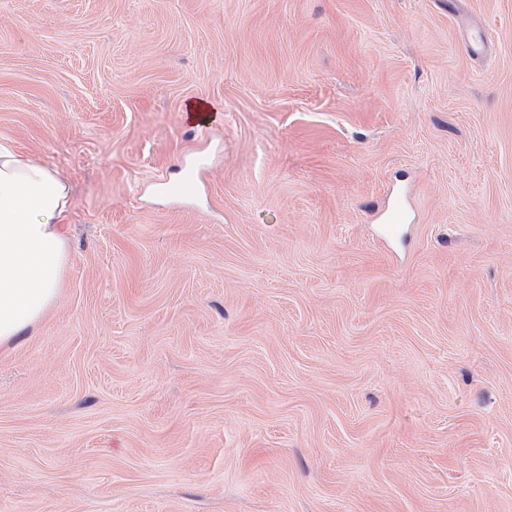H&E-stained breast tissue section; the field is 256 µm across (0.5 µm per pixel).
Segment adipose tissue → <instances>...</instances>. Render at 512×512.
<instances>
[{"label":"adipose tissue","mask_w":512,"mask_h":512,"mask_svg":"<svg viewBox=\"0 0 512 512\" xmlns=\"http://www.w3.org/2000/svg\"><path fill=\"white\" fill-rule=\"evenodd\" d=\"M65 181L0 142V347L32 330L55 304L69 267Z\"/></svg>","instance_id":"ef3b65f1"}]
</instances>
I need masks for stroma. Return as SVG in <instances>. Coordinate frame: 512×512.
<instances>
[{"label": "stroma", "instance_id": "35a3bbf8", "mask_svg": "<svg viewBox=\"0 0 512 512\" xmlns=\"http://www.w3.org/2000/svg\"><path fill=\"white\" fill-rule=\"evenodd\" d=\"M0 140L71 198L0 512H512V0H0ZM202 168L203 161L201 159L190 160L182 168L183 176L180 180H162L159 185L161 193L171 198L186 196L195 187ZM407 218L405 199L401 193L394 195L386 211L380 218L384 225V236L391 237L397 234L399 225L404 224Z\"/></svg>", "mask_w": 512, "mask_h": 512}]
</instances>
